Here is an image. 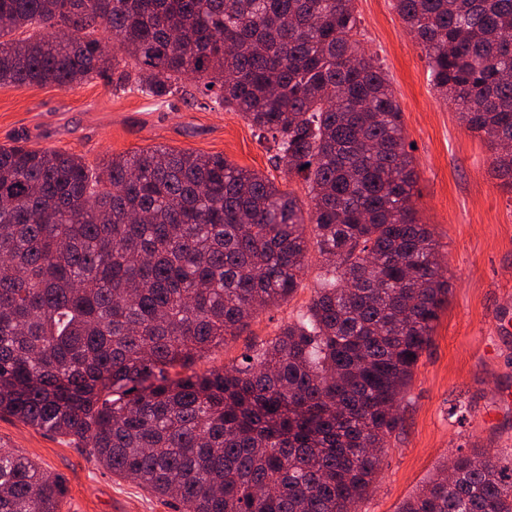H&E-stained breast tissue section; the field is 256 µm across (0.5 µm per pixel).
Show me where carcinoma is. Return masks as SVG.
I'll use <instances>...</instances> for the list:
<instances>
[{"mask_svg": "<svg viewBox=\"0 0 512 512\" xmlns=\"http://www.w3.org/2000/svg\"><path fill=\"white\" fill-rule=\"evenodd\" d=\"M430 78L512 193V0H393ZM354 0H0V85L237 112L311 207L221 154L89 165L0 145V413L70 438L179 512H351L376 480L448 301L439 244ZM322 274L251 357L196 361ZM398 512H512V457L457 455ZM64 479L0 447V512Z\"/></svg>", "mask_w": 512, "mask_h": 512, "instance_id": "obj_1", "label": "carcinoma"}]
</instances>
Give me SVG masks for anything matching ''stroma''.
I'll list each match as a JSON object with an SVG mask.
<instances>
[{
  "instance_id": "35a3bbf8",
  "label": "stroma",
  "mask_w": 512,
  "mask_h": 512,
  "mask_svg": "<svg viewBox=\"0 0 512 512\" xmlns=\"http://www.w3.org/2000/svg\"><path fill=\"white\" fill-rule=\"evenodd\" d=\"M357 38L387 73L412 145L413 206L447 262L448 303L399 408L381 470L356 512H397L457 452H512V194L490 173L491 152L462 124L430 83L429 61L407 34L393 0H355ZM24 142L103 158L155 146L221 154L306 199L299 178L284 179L271 151L235 112L178 97L157 103L94 80L75 87H0V145ZM320 263L310 254L300 287L260 312L237 336L195 366L205 372L239 363L304 313ZM463 417L451 416L453 406ZM0 445L18 449L67 481L62 512H176L173 501L113 476L67 439L0 415Z\"/></svg>"
}]
</instances>
